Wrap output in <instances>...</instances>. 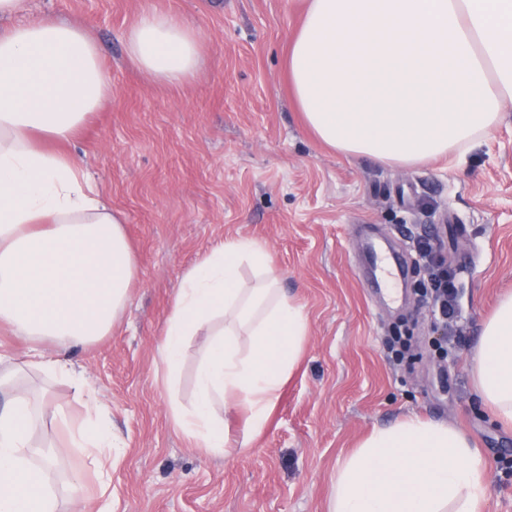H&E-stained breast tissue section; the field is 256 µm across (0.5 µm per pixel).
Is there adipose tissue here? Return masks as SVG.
<instances>
[{"label": "adipose tissue", "instance_id": "adipose-tissue-1", "mask_svg": "<svg viewBox=\"0 0 512 512\" xmlns=\"http://www.w3.org/2000/svg\"><path fill=\"white\" fill-rule=\"evenodd\" d=\"M123 41L159 82H189L203 63L198 31L169 13H144ZM287 64L304 123L326 146L396 167L445 158L494 130L512 102V0H308ZM110 93L83 28L53 16L0 28V327L29 343L0 373L10 395L0 409V512H58L48 475L70 464L34 445L36 423L65 429L84 453L102 446L95 424L72 425L49 397L34 404L18 378L70 374L67 349L111 332L137 278L123 215L68 149ZM245 263L259 287H244ZM307 334L262 245L227 239L206 250L185 271L163 329L168 389L186 340L203 339L192 408L169 404L174 427L202 455L221 454L228 437L217 410L236 407L246 438L259 436ZM473 376L482 404L512 422V294L482 326ZM71 474V506L84 512V478ZM485 491V462L464 433L405 417L339 462L328 512H479Z\"/></svg>", "mask_w": 512, "mask_h": 512}]
</instances>
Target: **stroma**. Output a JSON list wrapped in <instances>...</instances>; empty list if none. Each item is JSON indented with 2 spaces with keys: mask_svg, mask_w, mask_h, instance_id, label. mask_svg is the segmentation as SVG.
Listing matches in <instances>:
<instances>
[{
  "mask_svg": "<svg viewBox=\"0 0 512 512\" xmlns=\"http://www.w3.org/2000/svg\"><path fill=\"white\" fill-rule=\"evenodd\" d=\"M307 0H29L28 18L57 16L97 44L112 92L69 146L123 213L138 277L112 332L69 352L93 390L119 456L96 477L56 427L37 426L83 472L112 512H328L336 466L377 427L419 416L461 430L487 465L482 512H512V424L477 397L473 354L483 322L512 293V103L463 158L396 168L350 157L305 126L288 83L287 50ZM196 29L206 65L180 87L149 79L122 34L148 10ZM358 224L403 252L400 297L368 288ZM443 241L464 335L423 306L427 276L413 243ZM252 239L308 319L305 353L264 432L244 450L201 456L169 417L191 407L197 342L185 350L175 395L158 381V349L185 270L213 244ZM409 329L404 356L396 326ZM33 382L86 419L73 377Z\"/></svg>",
  "mask_w": 512,
  "mask_h": 512,
  "instance_id": "stroma-1",
  "label": "stroma"
}]
</instances>
